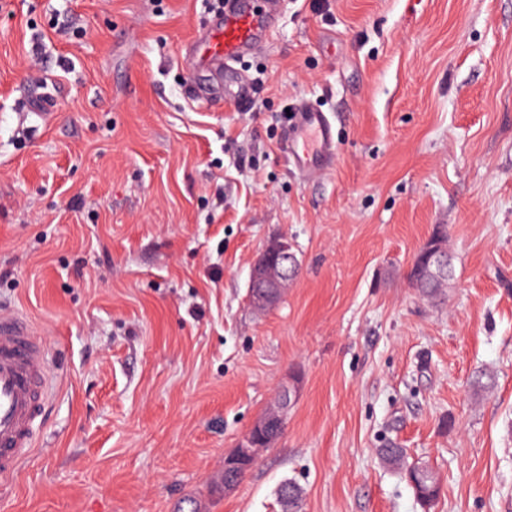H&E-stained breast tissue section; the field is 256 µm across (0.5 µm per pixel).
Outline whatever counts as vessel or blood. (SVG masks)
I'll use <instances>...</instances> for the list:
<instances>
[{
  "label": "vessel or blood",
  "instance_id": "vessel-or-blood-1",
  "mask_svg": "<svg viewBox=\"0 0 512 512\" xmlns=\"http://www.w3.org/2000/svg\"><path fill=\"white\" fill-rule=\"evenodd\" d=\"M266 9L253 0H225L205 32L185 51L205 68L224 75V92L237 104L252 94L239 73L237 60L263 47L275 27L280 0ZM280 149L285 165L314 179L336 165V125L333 118L305 98L290 107ZM46 383V354L33 325L25 317L0 311V485L13 478L20 462L34 450V426L41 415Z\"/></svg>",
  "mask_w": 512,
  "mask_h": 512
}]
</instances>
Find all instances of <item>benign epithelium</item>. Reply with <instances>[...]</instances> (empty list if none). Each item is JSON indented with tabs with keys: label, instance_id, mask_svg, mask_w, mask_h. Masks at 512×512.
Returning a JSON list of instances; mask_svg holds the SVG:
<instances>
[{
	"label": "benign epithelium",
	"instance_id": "7a95c632",
	"mask_svg": "<svg viewBox=\"0 0 512 512\" xmlns=\"http://www.w3.org/2000/svg\"><path fill=\"white\" fill-rule=\"evenodd\" d=\"M297 269V259L288 239L281 238L271 241L261 252L259 258L251 266L248 288L255 295L254 303L263 310L272 306L281 291L288 287ZM296 391L290 386H283L277 392L276 409L260 417L251 427L250 432L238 443L237 448L224 459V469L216 489L229 493L240 483L241 472L237 470L244 460H254L261 451L260 442L253 436L255 431L273 434L281 429L285 415Z\"/></svg>",
	"mask_w": 512,
	"mask_h": 512
}]
</instances>
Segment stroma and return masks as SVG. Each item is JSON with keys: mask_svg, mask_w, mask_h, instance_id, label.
I'll list each match as a JSON object with an SVG mask.
<instances>
[{"mask_svg": "<svg viewBox=\"0 0 512 512\" xmlns=\"http://www.w3.org/2000/svg\"><path fill=\"white\" fill-rule=\"evenodd\" d=\"M207 3L0 0V309L51 374L0 512H280L286 478L302 512H426L390 442L438 472L427 512H512V0H282L248 113L195 95ZM299 98L336 119L312 181L280 154ZM437 230L433 301L407 274ZM281 237L298 275L259 313ZM283 385L282 434L215 493ZM297 269V259L287 238L271 241L251 266L248 288L260 310L271 307L288 287ZM277 502L283 512H300L302 505V492L293 479L283 480L276 489Z\"/></svg>", "mask_w": 512, "mask_h": 512, "instance_id": "35a3bbf8", "label": "stroma"}]
</instances>
